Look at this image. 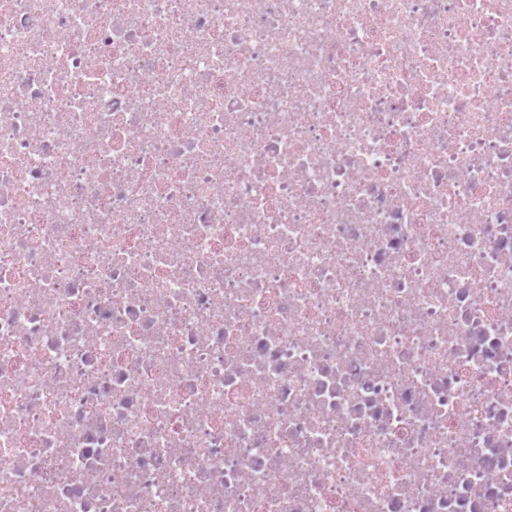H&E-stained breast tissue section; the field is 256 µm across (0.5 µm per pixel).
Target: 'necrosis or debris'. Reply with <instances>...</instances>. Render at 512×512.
Returning <instances> with one entry per match:
<instances>
[{"label": "necrosis or debris", "mask_w": 512, "mask_h": 512, "mask_svg": "<svg viewBox=\"0 0 512 512\" xmlns=\"http://www.w3.org/2000/svg\"><path fill=\"white\" fill-rule=\"evenodd\" d=\"M0 512H512V0H0Z\"/></svg>", "instance_id": "obj_1"}]
</instances>
